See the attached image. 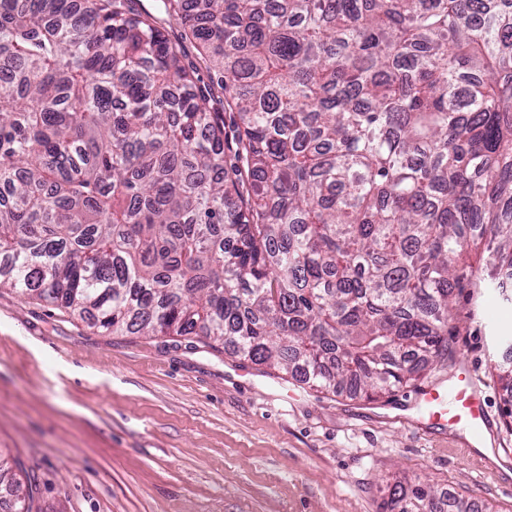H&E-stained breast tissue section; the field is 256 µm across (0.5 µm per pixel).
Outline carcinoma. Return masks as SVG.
I'll return each mask as SVG.
<instances>
[{
    "label": "carcinoma",
    "mask_w": 512,
    "mask_h": 512,
    "mask_svg": "<svg viewBox=\"0 0 512 512\" xmlns=\"http://www.w3.org/2000/svg\"><path fill=\"white\" fill-rule=\"evenodd\" d=\"M163 4L229 112L137 0H0V288L369 401L448 365L454 291L512 288V0Z\"/></svg>",
    "instance_id": "obj_1"
}]
</instances>
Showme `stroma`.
Wrapping results in <instances>:
<instances>
[{"label": "stroma", "instance_id": "stroma-1", "mask_svg": "<svg viewBox=\"0 0 512 512\" xmlns=\"http://www.w3.org/2000/svg\"><path fill=\"white\" fill-rule=\"evenodd\" d=\"M447 367L466 364L494 417L422 428L415 387L377 402L316 391L180 336L112 334L0 289V454L36 474L39 512H380L394 480L512 512V433L494 367L512 362V303L456 297Z\"/></svg>", "mask_w": 512, "mask_h": 512}]
</instances>
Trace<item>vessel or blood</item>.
I'll return each mask as SVG.
<instances>
[{
	"label": "vessel or blood",
	"mask_w": 512,
	"mask_h": 512,
	"mask_svg": "<svg viewBox=\"0 0 512 512\" xmlns=\"http://www.w3.org/2000/svg\"><path fill=\"white\" fill-rule=\"evenodd\" d=\"M415 403L423 418L451 428L465 426L476 440L483 438L492 428L485 397L466 369L455 376L448 389L420 390Z\"/></svg>",
	"instance_id": "b4317fda"
}]
</instances>
